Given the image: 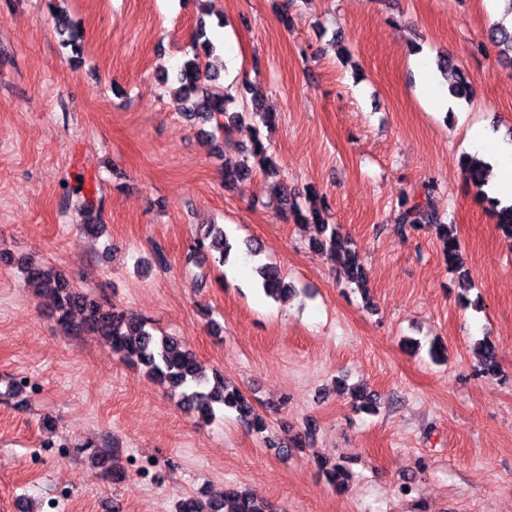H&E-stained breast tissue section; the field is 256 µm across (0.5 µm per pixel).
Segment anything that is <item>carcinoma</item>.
<instances>
[{
	"label": "carcinoma",
	"mask_w": 512,
	"mask_h": 512,
	"mask_svg": "<svg viewBox=\"0 0 512 512\" xmlns=\"http://www.w3.org/2000/svg\"><path fill=\"white\" fill-rule=\"evenodd\" d=\"M56 29L61 34H68L64 46H75L76 25L61 10L54 14ZM488 37L496 46L502 48L503 54L512 58V26L502 23L492 27ZM214 43L207 34L205 23H200L194 38V52L178 68L176 79L181 86V112L188 118L202 123H213L216 128L228 133L244 119V113L230 111L233 98L211 91L218 75L214 71L210 57ZM246 93L251 95L252 115L260 123L270 127L275 123V114L262 108V90L251 82L244 83ZM254 157L262 165V170L270 173L277 171V166L268 156V148L260 136H255L245 156L239 160H224V184L231 186L252 172L248 157ZM466 181L473 185L482 201L491 204L496 224L501 231L512 237V204L500 206L499 200L488 197L482 190L485 185L484 169L473 158H468L463 167ZM85 209L84 231L95 236L101 224L94 215L91 201L83 200ZM327 212L325 202L309 195L304 202L298 201L296 191L285 189L282 195V214L285 219L295 224H319L322 236L311 243L313 252L325 255L336 265L339 275L348 283L361 288L367 282V272L360 255L351 246L337 224H330L324 217ZM397 224L416 227L427 225L434 228L442 243V253L458 273V285L464 291L471 289L470 273L464 266L460 244L452 224H444L441 218L426 202L419 198L404 199L401 211L396 217ZM233 249V244L224 229L217 224H209L196 233L191 249L185 256V266L201 267L213 253H218L214 261L225 263ZM24 269V288L35 297L49 295L53 300L52 316L64 332L87 331L103 341L124 362L141 366L160 384L178 394L179 404L199 419L208 421L215 416V408L223 406L236 411L239 421L256 432L269 429L267 419L261 414L251 400L236 389L227 388L224 379H209L201 371L193 352L186 343L172 336H157L148 322L128 315L117 306H105L90 298L77 288L70 277L62 270L48 264L35 263L30 260L21 262ZM255 273L261 281L265 294L273 299L291 291L278 267L272 263H263L255 267ZM481 364L488 375L499 371L494 346L484 341L479 346ZM327 481L338 490L344 489L350 478L348 471L340 464L329 466L322 464ZM176 512H273L272 506L263 498L252 492H243L232 488L221 498L210 496L201 498L188 496L178 501Z\"/></svg>",
	"instance_id": "carcinoma-1"
}]
</instances>
